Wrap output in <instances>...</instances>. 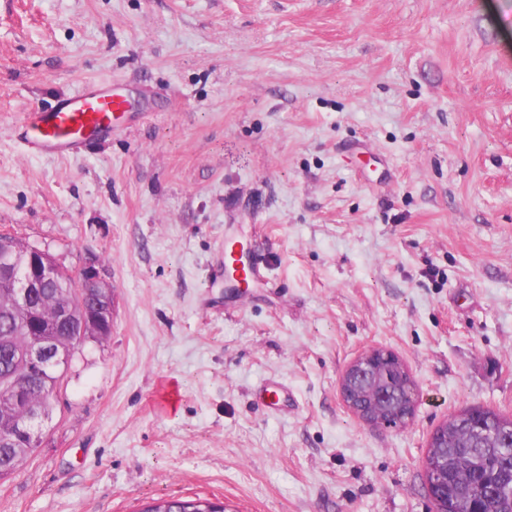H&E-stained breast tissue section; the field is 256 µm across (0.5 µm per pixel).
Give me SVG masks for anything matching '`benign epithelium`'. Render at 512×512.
I'll return each mask as SVG.
<instances>
[{
    "instance_id": "obj_1",
    "label": "benign epithelium",
    "mask_w": 512,
    "mask_h": 512,
    "mask_svg": "<svg viewBox=\"0 0 512 512\" xmlns=\"http://www.w3.org/2000/svg\"><path fill=\"white\" fill-rule=\"evenodd\" d=\"M1 242L5 247L0 249V277L8 286L3 295V305L10 313H21L30 321L35 313L33 300L36 291L55 281L65 273V268L48 251L29 244L14 230L1 231ZM114 300L112 283L100 268L90 264L75 275L68 291L56 296V325L40 330V334L50 337L51 343L39 339L36 346L16 351L19 369L15 374V390L19 392L28 388L48 371L65 373L83 337L110 335ZM396 360L398 357L387 350L370 349L350 364L341 380V394L347 405L353 406V385L367 379L374 380L370 390L378 398L386 399L385 393L378 390L381 365ZM415 409L414 403L390 415L361 409L358 416L368 424L400 428L410 422Z\"/></svg>"
}]
</instances>
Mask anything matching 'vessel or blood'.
Listing matches in <instances>:
<instances>
[{"mask_svg":"<svg viewBox=\"0 0 512 512\" xmlns=\"http://www.w3.org/2000/svg\"><path fill=\"white\" fill-rule=\"evenodd\" d=\"M126 107L121 95L93 82L49 108L30 110L16 125L15 134L29 155L66 158L92 142L111 137L118 114ZM224 263L238 265L241 279L251 285L262 288L269 284L262 260H241L233 242L224 244Z\"/></svg>","mask_w":512,"mask_h":512,"instance_id":"vessel-or-blood-1","label":"vessel or blood"}]
</instances>
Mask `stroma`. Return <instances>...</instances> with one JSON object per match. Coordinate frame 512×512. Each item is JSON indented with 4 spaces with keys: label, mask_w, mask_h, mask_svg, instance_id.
Returning <instances> with one entry per match:
<instances>
[{
    "label": "stroma",
    "mask_w": 512,
    "mask_h": 512,
    "mask_svg": "<svg viewBox=\"0 0 512 512\" xmlns=\"http://www.w3.org/2000/svg\"><path fill=\"white\" fill-rule=\"evenodd\" d=\"M87 82L129 104L111 140L26 154L25 112ZM1 228L116 302L0 512H435L434 430L512 415V0H0ZM371 348L404 428L341 399ZM239 252L240 250L237 252L235 243L224 241V269L229 265L238 264L240 278L243 281L260 288L268 286L266 267L262 260L255 256L253 259L244 262L239 256ZM387 379L383 377L387 391H389L386 403L398 401L399 403L409 402L412 398V389L414 383L407 376H402L399 367L396 364L386 365ZM410 383V385H409ZM417 402L414 401L409 407L398 410L390 415L378 414L372 409H361L358 416L366 423L378 425L383 428H400L406 426L415 414Z\"/></svg>",
    "instance_id": "obj_1"
}]
</instances>
